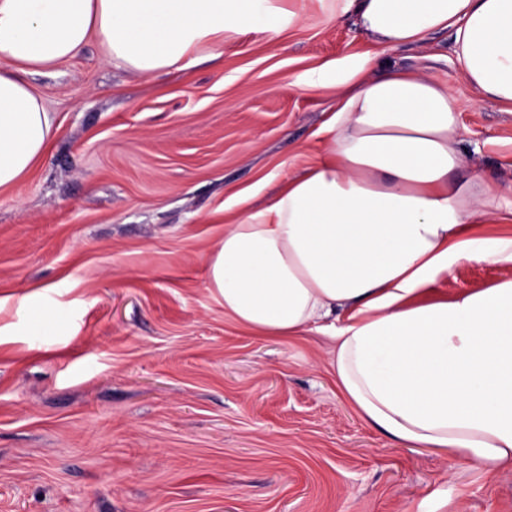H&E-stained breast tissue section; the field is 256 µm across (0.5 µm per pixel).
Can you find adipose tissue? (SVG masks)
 Here are the masks:
<instances>
[{
	"instance_id": "obj_1",
	"label": "adipose tissue",
	"mask_w": 512,
	"mask_h": 512,
	"mask_svg": "<svg viewBox=\"0 0 512 512\" xmlns=\"http://www.w3.org/2000/svg\"><path fill=\"white\" fill-rule=\"evenodd\" d=\"M385 49L454 35L465 78L512 103V0H335ZM282 16L270 0H0V190L48 153L55 118L26 80L77 58L142 74ZM372 56L318 69L304 91L332 90L314 133L325 148L266 204L244 207L207 265L224 313L263 336L306 331L334 342L336 382L360 415L412 448L448 452L492 472L512 467V190H493L468 161L447 82ZM506 269L493 286L433 299L453 267Z\"/></svg>"
}]
</instances>
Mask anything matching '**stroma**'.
<instances>
[{
	"label": "stroma",
	"mask_w": 512,
	"mask_h": 512,
	"mask_svg": "<svg viewBox=\"0 0 512 512\" xmlns=\"http://www.w3.org/2000/svg\"><path fill=\"white\" fill-rule=\"evenodd\" d=\"M282 31L224 36L159 77L97 43L28 74L52 148L0 191V512H512L494 473L371 427L336 384L332 341L259 335L224 315L208 259L244 205L322 149L335 96L299 81L371 51L329 0H271ZM447 80L466 149L512 183V105L463 78L452 32L374 70ZM502 268L455 266L453 298Z\"/></svg>",
	"instance_id": "1"
}]
</instances>
